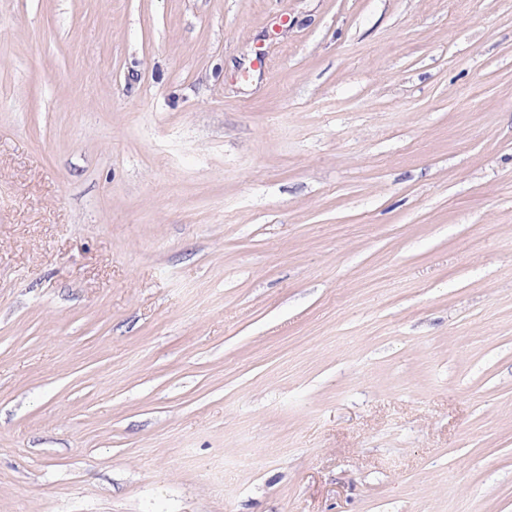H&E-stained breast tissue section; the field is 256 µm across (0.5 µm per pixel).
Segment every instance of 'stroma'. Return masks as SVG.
I'll return each instance as SVG.
<instances>
[{"mask_svg": "<svg viewBox=\"0 0 512 512\" xmlns=\"http://www.w3.org/2000/svg\"><path fill=\"white\" fill-rule=\"evenodd\" d=\"M0 512H512V0H0Z\"/></svg>", "mask_w": 512, "mask_h": 512, "instance_id": "stroma-1", "label": "stroma"}]
</instances>
